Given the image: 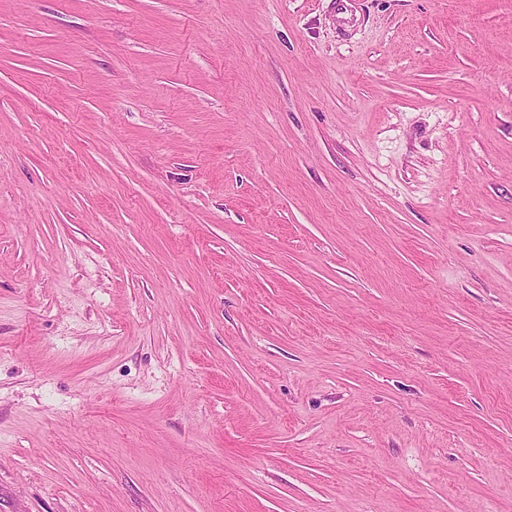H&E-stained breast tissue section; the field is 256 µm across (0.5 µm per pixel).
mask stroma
Returning a JSON list of instances; mask_svg holds the SVG:
<instances>
[{
    "mask_svg": "<svg viewBox=\"0 0 512 512\" xmlns=\"http://www.w3.org/2000/svg\"><path fill=\"white\" fill-rule=\"evenodd\" d=\"M0 0V512H512V0Z\"/></svg>",
    "mask_w": 512,
    "mask_h": 512,
    "instance_id": "1",
    "label": "stroma"
}]
</instances>
